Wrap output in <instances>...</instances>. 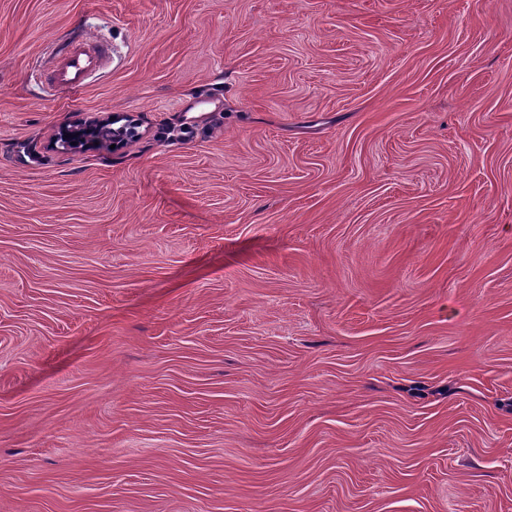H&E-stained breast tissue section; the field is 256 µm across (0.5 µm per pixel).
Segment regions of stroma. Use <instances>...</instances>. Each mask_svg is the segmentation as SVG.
I'll use <instances>...</instances> for the list:
<instances>
[{"instance_id":"1","label":"stroma","mask_w":512,"mask_h":512,"mask_svg":"<svg viewBox=\"0 0 512 512\" xmlns=\"http://www.w3.org/2000/svg\"><path fill=\"white\" fill-rule=\"evenodd\" d=\"M0 512H512V0H0ZM104 56L105 48L96 41L74 43L58 57L49 81L62 89L82 88L100 69ZM66 134H69V137H66ZM58 138L66 147L88 149L111 141L112 130L104 120L82 121L63 129ZM71 142H76V145H71Z\"/></svg>"}]
</instances>
